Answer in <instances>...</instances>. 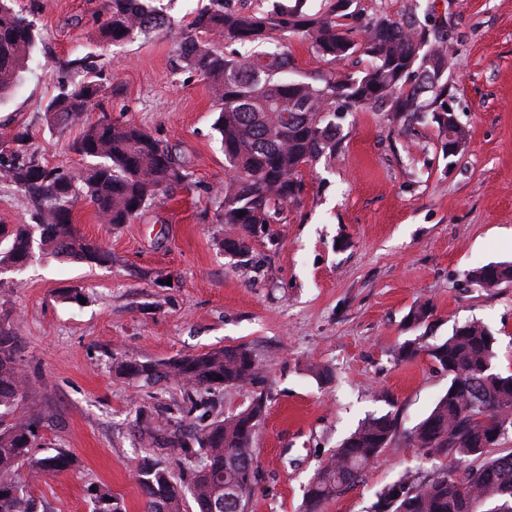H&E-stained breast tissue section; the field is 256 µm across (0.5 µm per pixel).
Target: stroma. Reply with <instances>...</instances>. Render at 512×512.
<instances>
[{"label":"stroma","instance_id":"1","mask_svg":"<svg viewBox=\"0 0 512 512\" xmlns=\"http://www.w3.org/2000/svg\"><path fill=\"white\" fill-rule=\"evenodd\" d=\"M38 38L28 67L0 100V127L27 132L52 167H78L80 130H49L44 108L61 85L80 81L66 61L91 55L103 74L101 102L176 145L192 190L168 195L132 223H101L93 206L75 213L80 235L112 253L96 267L42 258L0 288V327L18 340L28 375L26 406L43 418L52 447L76 467L33 484L47 512H90L88 491L109 485L127 512H145L135 480L150 458L175 465L166 433L146 444L151 418L182 404L175 381L154 385L120 373L123 362H164L239 345L256 362L253 386L203 391L186 425L223 419L264 396L255 439L258 483L246 512H299L323 457L369 417L392 413L398 432L363 481L323 512H371L376 492L424 467L408 433L448 388L427 356L397 361L407 341L432 344L466 321L498 338L495 367L512 372V283L487 290L471 268L512 261V0H357L370 17L427 7L451 25L448 81L468 131L462 155L445 157L436 125L391 130L385 113L354 112L341 149L305 169V191L272 239L247 261L226 254L216 191L227 178L201 74L182 67L179 31L158 30L119 47L97 41L104 0H18ZM298 73L357 72L365 57L332 64L298 36L286 39ZM84 302H67L65 290ZM426 323L408 324L415 302Z\"/></svg>","mask_w":512,"mask_h":512}]
</instances>
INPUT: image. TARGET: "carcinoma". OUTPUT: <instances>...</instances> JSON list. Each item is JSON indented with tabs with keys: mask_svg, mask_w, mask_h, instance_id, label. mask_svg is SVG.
I'll return each mask as SVG.
<instances>
[{
	"mask_svg": "<svg viewBox=\"0 0 512 512\" xmlns=\"http://www.w3.org/2000/svg\"><path fill=\"white\" fill-rule=\"evenodd\" d=\"M0 0V97L8 94L30 59L37 41L33 21ZM354 0H287L267 11L226 12L224 0H210L197 12L179 50L184 66L200 71L208 83L217 117L213 130L233 175L220 191L218 224L229 234L222 247L232 256L250 252L255 228L281 220L284 206L303 192L304 169L321 158L333 159L341 127L351 112H384L397 128L429 120L436 124L446 157L457 156L467 130L451 120L445 106L452 98L448 22H421L386 16L363 18L351 9ZM171 26L150 0H106L99 35L119 46L150 30ZM214 35L232 48L216 52L198 39ZM299 34L330 62L361 53L371 66L358 73L334 72L288 78L294 59L282 41ZM83 73L79 86H62L45 105L48 125L64 130L82 125L71 149L87 159L77 168L48 167L35 151L12 148L24 133L0 129V180L23 192L30 221L1 224L0 288L36 254H50L88 265L109 266L112 253L80 235L74 211L90 203L104 224H129L160 196L191 186L187 165L175 148L140 125L119 122L106 113L85 119L101 91L92 56L69 61ZM244 215H239V212ZM481 288L512 282V263L479 265L467 273ZM498 339L488 325L471 320L439 344L426 348L406 342L396 359L407 361L421 351L448 373V389L408 434L426 459H442L432 472L406 471L376 492L372 512H512V453L492 454L499 423L512 420V374L496 371ZM123 372L146 384L174 379L187 392L180 415L202 405L197 393L216 386H244L255 376V361L244 346L184 355L161 363L122 365ZM27 382L17 339L0 329V512H41L42 502L28 482L70 469L75 460L63 448L48 447L39 431L41 417L23 411ZM266 409L257 396L246 409L200 428L187 440L173 430L171 443L191 463L189 480L177 477L158 461L148 460L136 480L146 512H246L257 485L254 443ZM397 432L389 414L362 422L324 460L305 492V512H320L333 495L362 480ZM91 512H126L124 501L107 485L89 490Z\"/></svg>",
	"mask_w": 512,
	"mask_h": 512,
	"instance_id": "1",
	"label": "carcinoma"
}]
</instances>
